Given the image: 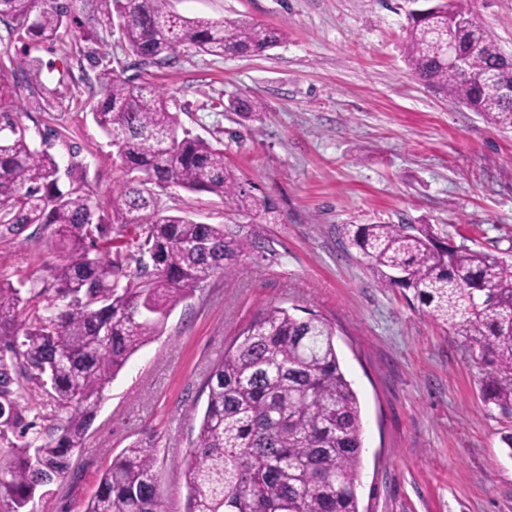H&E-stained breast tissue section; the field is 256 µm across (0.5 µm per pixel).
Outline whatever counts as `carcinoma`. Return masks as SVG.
<instances>
[{
  "label": "carcinoma",
  "instance_id": "carcinoma-1",
  "mask_svg": "<svg viewBox=\"0 0 512 512\" xmlns=\"http://www.w3.org/2000/svg\"><path fill=\"white\" fill-rule=\"evenodd\" d=\"M72 7L71 0H0V22L11 40L51 43L72 19ZM450 26L459 27V47L470 52L467 74L448 65L438 37ZM100 28L118 30L141 65L171 64L182 50L257 56L283 38L281 29L243 18L185 17L170 0H96L87 38ZM404 50L419 80L512 129V66L474 14L461 20L448 0H425L409 14ZM494 65L489 84L485 74ZM14 72L43 109L63 104L66 93L42 84L36 59L16 57ZM96 80L102 98L91 114L127 176L113 188L109 209L93 200L76 155L62 169L50 147L32 144L18 116L3 108L10 92L0 85V132H10L0 137V245H27L33 226L62 254L50 267V314L33 323L20 320L24 283L0 278V438L22 440L0 451V503L8 512H34L65 477L105 386L160 334L194 286L231 275L240 257L259 248L224 224L167 213L160 193L177 186L216 195L240 213L273 209L268 196L244 187L222 146L181 128L173 97L106 64ZM130 227L138 230L133 271L122 252L98 247ZM344 235L379 287L412 292L428 317L478 347L489 366L483 399L512 417V264L448 246L428 224H347ZM335 335L333 324L313 312L300 317L280 304L257 312L208 376L184 471L187 512H360L361 406ZM20 375L50 386L48 396L66 411L60 433L39 445L26 440L34 423L27 421L25 394L13 389ZM155 464L151 448L124 449L84 512H163Z\"/></svg>",
  "mask_w": 512,
  "mask_h": 512
}]
</instances>
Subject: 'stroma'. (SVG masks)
<instances>
[{"label":"stroma","mask_w":512,"mask_h":512,"mask_svg":"<svg viewBox=\"0 0 512 512\" xmlns=\"http://www.w3.org/2000/svg\"><path fill=\"white\" fill-rule=\"evenodd\" d=\"M512 52V0H464ZM187 17L242 16L281 28L259 57L185 52L171 65L138 64L118 36L83 38L87 11L53 43L5 39L0 78L34 145L50 140L61 165L82 160L94 201L109 205L124 174L93 122L100 88L90 59L119 61L126 77L177 101L182 128L224 147V159L276 208L229 211L211 194L170 187L161 208L189 211L259 239L233 274L214 275L168 318L106 386L84 444L41 512H83L101 474L125 448L154 449L167 512H184L191 430L207 376L266 304L322 315L336 327L342 369L361 401L363 512H512V419L488 407L476 347L427 318L408 291L378 287L348 247L347 224H429L443 241L512 261V129L487 123L420 82L403 53L412 0H171ZM29 52L42 82L69 90L39 109L10 58ZM263 112H237L236 99ZM59 253L38 235L0 246V278L24 281L23 319L45 315L48 265Z\"/></svg>","instance_id":"35a3bbf8"}]
</instances>
